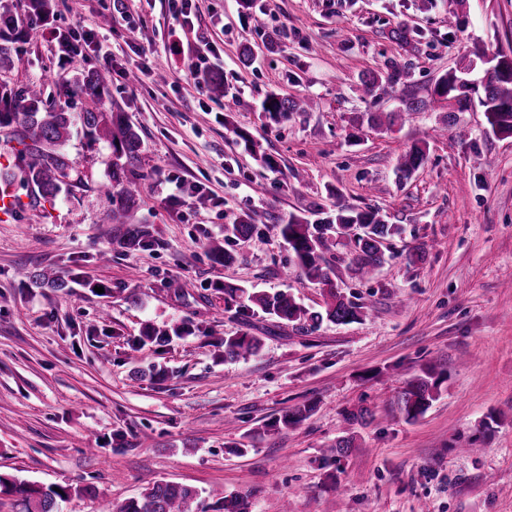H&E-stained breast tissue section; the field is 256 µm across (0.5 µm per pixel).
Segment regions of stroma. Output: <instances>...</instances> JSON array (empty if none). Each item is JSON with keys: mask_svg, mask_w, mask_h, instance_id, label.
Segmentation results:
<instances>
[{"mask_svg": "<svg viewBox=\"0 0 512 512\" xmlns=\"http://www.w3.org/2000/svg\"><path fill=\"white\" fill-rule=\"evenodd\" d=\"M51 6L49 27L26 28L16 45L27 66L1 68L0 82L40 81L62 102L80 71L111 67L103 107L122 108L142 138L136 220L160 244L127 252L101 235L112 151L79 135L66 150L82 185L46 205L41 223H0V474L65 488L60 512H98L101 498L120 504L150 480L197 488L192 512L233 494L251 512H512V137L495 136L479 109L443 102L388 129L366 121L402 96L429 98L461 59L512 55V0H437L429 11L419 0H256L247 13L239 0H191L182 24L174 0ZM455 12L466 19L458 30ZM398 25L417 32L415 48L388 39ZM74 29L93 44L66 60L57 36ZM201 54L247 108L226 112L206 79L187 78ZM391 60L410 69L397 96L366 97L362 74ZM145 63L166 82H130ZM270 91L318 106L274 122L261 109ZM451 123L463 137L446 135ZM417 142L427 159L399 181L398 159ZM169 175L222 207L170 202ZM366 207L405 233L372 279L350 271L348 249L331 260L336 288L365 304L363 320L311 329L225 309L224 282L319 309L322 287L294 269L275 220ZM246 213L256 232L225 241V225ZM212 240L235 253L232 265L212 261ZM419 248L424 262L409 263ZM23 268L69 285L34 287ZM173 277L196 286L175 294ZM180 319L192 335L141 343L146 326ZM245 332L262 338L259 353L225 359V337ZM428 367L445 381L406 420L398 396ZM304 404L307 419L265 433ZM362 409L365 421L345 422ZM344 436L348 454L324 459Z\"/></svg>", "mask_w": 512, "mask_h": 512, "instance_id": "35a3bbf8", "label": "stroma"}]
</instances>
